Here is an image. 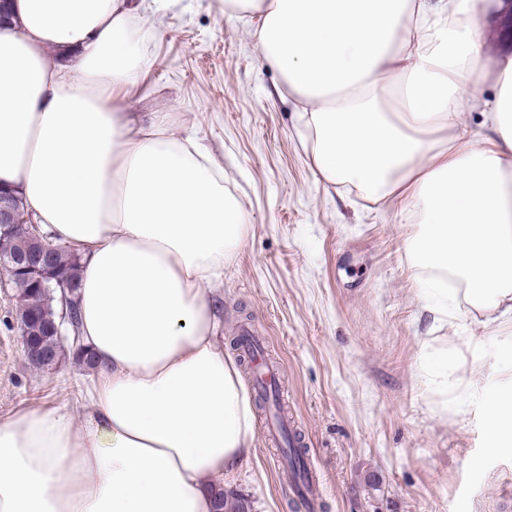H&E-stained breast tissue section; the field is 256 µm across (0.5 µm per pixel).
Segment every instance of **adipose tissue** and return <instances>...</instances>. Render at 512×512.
<instances>
[{"mask_svg":"<svg viewBox=\"0 0 512 512\" xmlns=\"http://www.w3.org/2000/svg\"><path fill=\"white\" fill-rule=\"evenodd\" d=\"M485 0H224L295 99L317 180L400 198L433 311L512 317V56L483 60ZM0 26V188L81 258L98 378L0 417V512H214L254 441L210 291L244 239L220 160L170 113L116 110L146 62L137 0H11ZM386 83L397 103L380 111ZM480 110L481 135L465 115Z\"/></svg>","mask_w":512,"mask_h":512,"instance_id":"adipose-tissue-1","label":"adipose tissue"}]
</instances>
